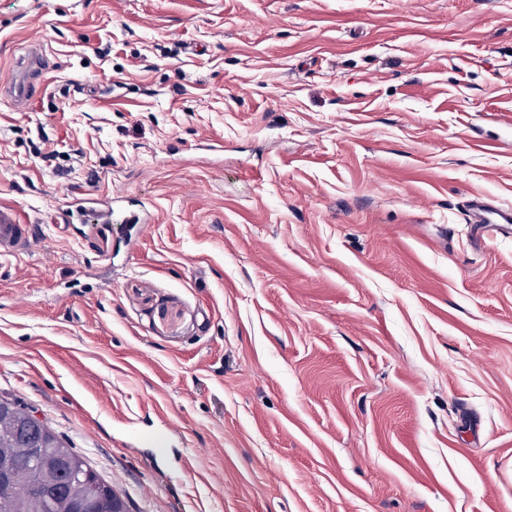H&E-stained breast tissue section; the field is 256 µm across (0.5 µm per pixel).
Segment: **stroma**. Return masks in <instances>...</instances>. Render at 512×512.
<instances>
[{"instance_id": "stroma-1", "label": "stroma", "mask_w": 512, "mask_h": 512, "mask_svg": "<svg viewBox=\"0 0 512 512\" xmlns=\"http://www.w3.org/2000/svg\"><path fill=\"white\" fill-rule=\"evenodd\" d=\"M117 192L151 223H64ZM474 197L512 209V0H0L37 230L0 396L132 512H512V223ZM19 77L8 88V95L15 106H23L30 96L35 82L43 75L44 62L37 51H32L21 62Z\"/></svg>"}]
</instances>
